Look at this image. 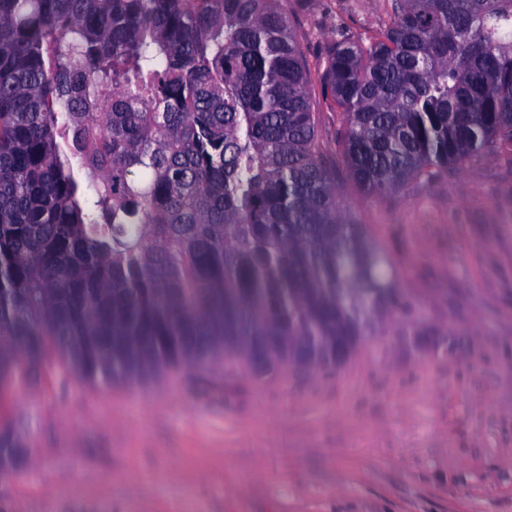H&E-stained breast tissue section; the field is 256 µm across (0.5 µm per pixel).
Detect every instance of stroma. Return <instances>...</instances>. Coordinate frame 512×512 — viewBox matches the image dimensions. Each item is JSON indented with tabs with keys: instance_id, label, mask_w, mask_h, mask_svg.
Masks as SVG:
<instances>
[{
	"instance_id": "obj_1",
	"label": "stroma",
	"mask_w": 512,
	"mask_h": 512,
	"mask_svg": "<svg viewBox=\"0 0 512 512\" xmlns=\"http://www.w3.org/2000/svg\"><path fill=\"white\" fill-rule=\"evenodd\" d=\"M391 4L282 0L337 162L324 51ZM336 184L396 268L402 314L331 374L105 387L59 367L15 387L0 411L28 457L0 470V512H512V151L384 198L339 163Z\"/></svg>"
}]
</instances>
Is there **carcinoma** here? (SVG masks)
<instances>
[{
	"label": "carcinoma",
	"mask_w": 512,
	"mask_h": 512,
	"mask_svg": "<svg viewBox=\"0 0 512 512\" xmlns=\"http://www.w3.org/2000/svg\"><path fill=\"white\" fill-rule=\"evenodd\" d=\"M281 2L0 0V400L55 357L103 385L329 370L398 310ZM324 81L370 195L511 148L512 0H394Z\"/></svg>",
	"instance_id": "1"
}]
</instances>
